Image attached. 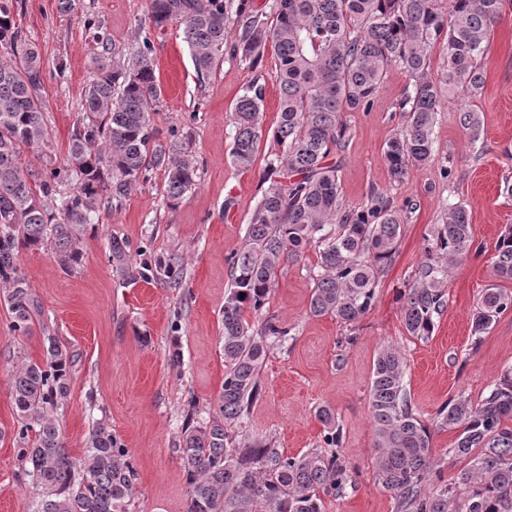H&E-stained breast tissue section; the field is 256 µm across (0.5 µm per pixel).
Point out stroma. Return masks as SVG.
Instances as JSON below:
<instances>
[{
    "mask_svg": "<svg viewBox=\"0 0 512 512\" xmlns=\"http://www.w3.org/2000/svg\"><path fill=\"white\" fill-rule=\"evenodd\" d=\"M57 5L58 0H20L13 11L16 26L42 55L53 156L66 157L95 75L93 34L121 53L148 37L163 89L152 125L160 139H190L198 178L173 203L163 195V173L134 187L88 226L75 271L59 266L52 247L21 251L19 269L40 309L24 336L12 331V314L0 302V512H33V482L14 443L12 370L23 361H43L52 343L68 362L69 391L56 418L70 453L80 456L95 428L108 427L138 473L128 512H187L179 437L187 419L209 420L224 382L222 308L231 288L229 256L243 243L267 187L272 148L262 142L252 169H239L232 158V108L248 84L259 82L265 87L264 124L275 125L280 98L275 54L266 50L254 67L224 55L201 80L181 27L150 31L147 0H77L67 14ZM90 20L96 30L87 28ZM483 68L485 84L476 97L461 92L442 102L431 161L402 181L391 180L384 149L406 122L395 106L408 76L391 70L370 110L343 116L349 139L336 155L343 210L359 209L374 192L407 208L398 252L376 279L369 311L352 324L310 314L318 272L310 248L304 259L279 271L264 314L248 318L257 328L264 315H275L288 336L268 354L259 394L234 437L274 443L290 456L320 450L323 425L317 411L333 410L342 428L340 451L355 471V484L342 497L326 498V512H396L392 496L373 477L377 448L369 389L381 346L404 352L411 408L427 425L449 400L462 395L479 401L512 369V309L483 336L471 333V316L485 288L512 294V279L497 277L492 265L495 243L512 225V196L505 191L512 182V0L491 34ZM467 105L479 110L483 124L476 142L459 124L458 113ZM455 203L467 207L482 251L449 273L446 305L434 319V332L417 339L403 326L396 291L413 285L427 237ZM113 237L146 250L151 259L179 255L181 284L152 278L144 281L137 300H130L131 279L108 261ZM175 343L183 354L177 366L168 359Z\"/></svg>",
    "mask_w": 512,
    "mask_h": 512,
    "instance_id": "35a3bbf8",
    "label": "stroma"
}]
</instances>
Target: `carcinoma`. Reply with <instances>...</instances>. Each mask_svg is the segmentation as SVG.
<instances>
[{
    "instance_id": "obj_1",
    "label": "carcinoma",
    "mask_w": 512,
    "mask_h": 512,
    "mask_svg": "<svg viewBox=\"0 0 512 512\" xmlns=\"http://www.w3.org/2000/svg\"><path fill=\"white\" fill-rule=\"evenodd\" d=\"M504 0H272L269 11L251 0H149L151 27H183L197 77L218 66L224 47L251 66L267 47L278 59L280 109L275 126L263 128L264 87L253 83L233 112L234 164L254 165L262 140L275 152L266 163L270 184L251 213L245 243L231 254V290L224 297V383L215 415L205 425L187 423L179 451L189 485L187 512H325L324 497H338L354 484L338 448L342 431L331 410H318L329 451L283 454L271 443L234 442L259 394V371L270 345L288 335L273 316L257 330L247 313L268 303L278 270L321 247L309 312L354 323L370 308L377 275L397 254L403 208L374 193L352 213L340 208L338 169L329 162L344 148L346 112L367 110L388 72L399 69L410 87L398 102L406 127L388 140L389 175L400 182L429 163L442 99L484 85L481 61ZM238 30L227 40L226 23ZM444 46L440 73H428L430 53ZM96 75L86 87L83 113L74 128L66 166L46 157L41 170H25L19 149L50 147L45 119L42 61L15 26L11 0H0V45L11 58L0 63V283L13 331L27 335L37 301L17 265L23 250L53 246L60 265H81L82 240L100 209L120 201L154 171L165 176L167 200L196 185L197 163L189 144L164 143L151 114L162 96L153 43L146 36L121 60L97 37ZM459 124L469 140L483 132L478 111L463 108ZM474 245L466 206L452 204L444 223L431 231L413 286L401 291L406 332L427 338L445 307L444 286L452 266ZM108 261L131 277L164 275L179 280L176 257L137 263L129 243L112 238ZM493 268L512 278V227L497 239ZM512 308V294L489 287L472 316L476 336ZM405 356L393 345L375 358L370 404L376 447L374 476L396 502L397 512H512V373H504L474 404L457 398L441 407L437 429L459 430L449 453L464 462L450 483L435 488L432 432L411 411L404 388ZM68 393L67 360L55 345L41 363L19 364L12 398L20 426L15 442L38 490L35 512H126L137 471L129 451L100 425L84 454L66 448L53 413Z\"/></svg>"
}]
</instances>
